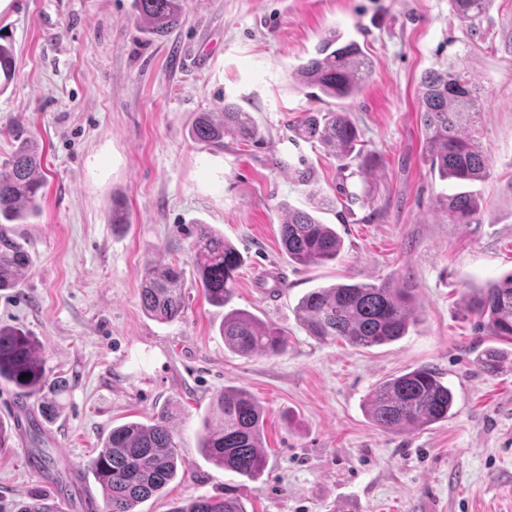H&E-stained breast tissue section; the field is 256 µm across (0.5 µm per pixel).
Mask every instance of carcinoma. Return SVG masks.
<instances>
[{"label":"carcinoma","mask_w":512,"mask_h":512,"mask_svg":"<svg viewBox=\"0 0 512 512\" xmlns=\"http://www.w3.org/2000/svg\"><path fill=\"white\" fill-rule=\"evenodd\" d=\"M187 0H133L142 30L162 38L183 21ZM489 0H452L455 17L473 27L481 20ZM14 51L8 41L0 43V89L14 76ZM300 82L336 100L354 98L370 76V61L354 40L324 37L313 56L297 69ZM420 114L426 133L430 169L442 180L471 184L490 174L489 151L467 127L480 114V93L467 75L456 71L430 70L419 85ZM242 141L258 136L249 113L226 103L214 112H201L192 125V136L205 145H222L224 136ZM299 135L332 150L341 161H358L365 171L366 160L353 155L359 131L348 113L329 109L307 117ZM16 138L22 139V134ZM47 177L39 147L29 139L15 150L8 165L0 168V290L15 288L29 266L26 247L12 230L27 217L37 214ZM438 208L450 224H477L481 203L471 191L442 195ZM281 245L288 259L301 265L336 260L342 251L340 236L312 213L288 209L280 224ZM193 259L205 298L226 308L234 295L241 254L224 236L206 224L196 227ZM184 280L180 268L151 264L141 286L142 306L147 314L164 322L184 312ZM462 300L488 336L512 343V272L467 288ZM309 335L323 341L341 340L353 347L373 348L405 336L415 321V308L408 289L389 282L380 284H337L317 287L306 293L297 307ZM220 333L224 346L244 355L274 356L288 346L285 332L238 309L224 314ZM478 364L488 374L512 366V352L487 346ZM0 382L15 388L19 398L41 401L45 418L58 415L56 396L65 382H48L38 344L24 332L0 327ZM454 394L429 367H417L384 381L369 394L365 410L382 431H401L429 426L452 415ZM172 411L161 408L147 424L127 422L112 428L88 469L101 488L105 512H139L137 507L160 494L178 475L181 445L170 425ZM264 410L244 389L227 387L214 399L211 415L203 421L199 442L202 454L214 465L249 481H256L266 467L262 441ZM35 465L52 475L54 494H35L17 504V512H65L67 505L82 498L72 474L59 469L55 458L38 449ZM169 512H246L242 501L230 494L198 497Z\"/></svg>","instance_id":"1"}]
</instances>
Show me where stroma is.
Here are the masks:
<instances>
[{"label":"stroma","instance_id":"obj_1","mask_svg":"<svg viewBox=\"0 0 512 512\" xmlns=\"http://www.w3.org/2000/svg\"><path fill=\"white\" fill-rule=\"evenodd\" d=\"M357 41L371 61L362 92L318 102L295 75L328 33ZM0 34L15 75L0 92V165L14 132L42 148L48 185L31 223L16 225L30 264L0 291V327L40 347L49 379L66 380L62 409L43 423V447L80 472L112 427L175 408L183 476L140 512L231 491L246 512H512V369L476 363L496 344L481 335L462 291L512 272V0H490L475 28L450 0H188L168 39L143 33L132 0H7ZM468 73L483 105L473 132L491 175L472 186L475 224H449L435 199L459 186L431 175L418 86L429 70ZM233 102L258 140L208 146L194 118ZM341 107L374 165L342 170L320 143L297 137L308 113ZM286 167H279V160ZM306 167L310 184L294 178ZM127 227L113 229V200ZM316 213L344 240L336 261L290 262L280 244L285 208ZM210 225L243 257L235 308L288 336L274 357L224 346L222 308L199 286L191 245ZM184 271L185 311L162 322L140 298L147 265ZM393 280L411 288L406 336L354 348L309 336L296 306L312 288ZM434 368L455 395L448 420L385 432L363 405L385 378ZM227 387L264 409L267 466L252 482L201 454L199 432ZM0 448V512L51 490L25 455Z\"/></svg>","mask_w":512,"mask_h":512}]
</instances>
